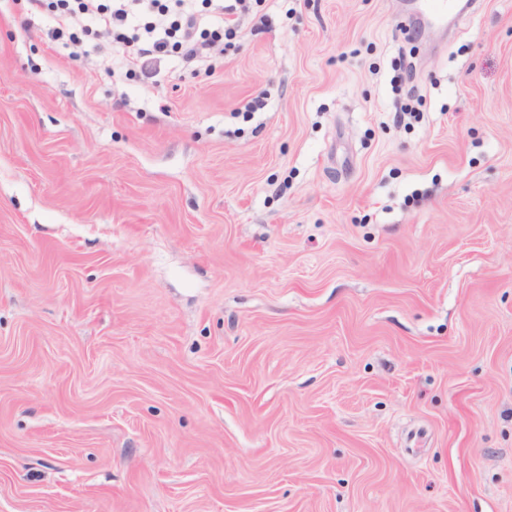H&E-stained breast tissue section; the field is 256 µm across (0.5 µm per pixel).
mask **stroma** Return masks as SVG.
I'll list each match as a JSON object with an SVG mask.
<instances>
[{"label": "stroma", "instance_id": "obj_1", "mask_svg": "<svg viewBox=\"0 0 512 512\" xmlns=\"http://www.w3.org/2000/svg\"><path fill=\"white\" fill-rule=\"evenodd\" d=\"M479 2L440 47L393 0H262L155 85L0 0V512H512V0Z\"/></svg>", "mask_w": 512, "mask_h": 512}]
</instances>
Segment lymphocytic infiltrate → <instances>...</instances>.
Returning a JSON list of instances; mask_svg holds the SVG:
<instances>
[{"label":"lymphocytic infiltrate","instance_id":"obj_1","mask_svg":"<svg viewBox=\"0 0 512 512\" xmlns=\"http://www.w3.org/2000/svg\"><path fill=\"white\" fill-rule=\"evenodd\" d=\"M50 6L55 35H63L74 15L86 28L110 34L113 69L157 81L168 57L181 59L191 74L211 71V51L234 32L226 17L249 12V0H29Z\"/></svg>","mask_w":512,"mask_h":512}]
</instances>
